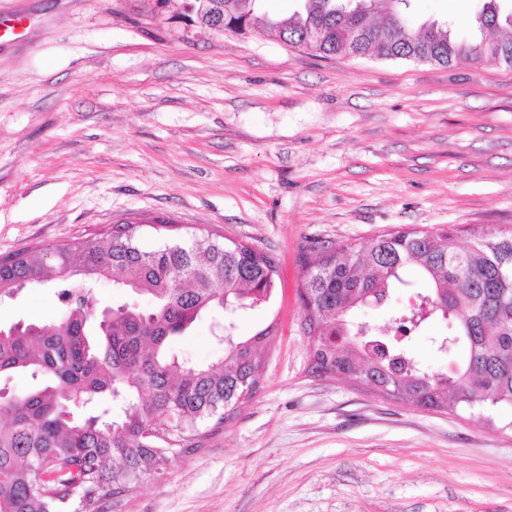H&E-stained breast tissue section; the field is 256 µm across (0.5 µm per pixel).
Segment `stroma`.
<instances>
[{
	"mask_svg": "<svg viewBox=\"0 0 512 512\" xmlns=\"http://www.w3.org/2000/svg\"><path fill=\"white\" fill-rule=\"evenodd\" d=\"M481 5L413 0L409 18L467 35ZM296 7L258 0L239 34L193 23L184 0H0V257L131 221L146 248L209 234L275 260L274 294L235 320L241 336L277 327L255 393L120 512H512V408L487 422L311 374L299 260L401 228L512 229V69L314 57L263 25ZM404 278L357 320L393 331L424 286ZM59 309L36 284L0 297V327ZM217 321L171 350L218 360ZM447 332L436 318L412 336L439 371L457 356L430 339Z\"/></svg>",
	"mask_w": 512,
	"mask_h": 512,
	"instance_id": "35a3bbf8",
	"label": "stroma"
}]
</instances>
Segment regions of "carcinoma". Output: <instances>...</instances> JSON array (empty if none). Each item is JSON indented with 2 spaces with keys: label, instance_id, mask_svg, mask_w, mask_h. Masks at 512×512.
<instances>
[{
  "label": "carcinoma",
  "instance_id": "1",
  "mask_svg": "<svg viewBox=\"0 0 512 512\" xmlns=\"http://www.w3.org/2000/svg\"><path fill=\"white\" fill-rule=\"evenodd\" d=\"M410 0H385L386 20L340 0H300L282 19H266L276 37L298 41L308 28L325 39L315 56L348 50L342 32L367 33L364 53L405 59L411 45L427 44L432 58L460 57L489 65L512 52V9L486 0L476 18L498 36L459 37L446 24L411 25ZM402 229L365 243L314 247L303 259L305 309H314L311 372L344 374L403 403L434 412H489L512 407V232L470 228ZM407 270L427 283L415 303L394 312L397 331L385 340L377 328L364 337L349 313L381 302ZM276 266L248 244L226 245L204 236L164 242L145 250L136 225L115 224L105 235L66 245L36 246L0 258V285L21 291L54 279L61 314L51 325L15 324L0 332V378L29 377L22 394L0 387V512H103L143 476L160 475L170 454L198 447L200 426L233 418L256 390L267 326L242 339L227 333L224 356L205 366L179 359L169 340L207 310L250 307L269 299ZM101 279L134 288L154 302L148 310L122 304L100 311L91 288ZM434 316L448 325V345L466 349L446 372L424 366L403 334ZM67 472L61 495L45 489L43 470Z\"/></svg>",
  "mask_w": 512,
  "mask_h": 512
}]
</instances>
